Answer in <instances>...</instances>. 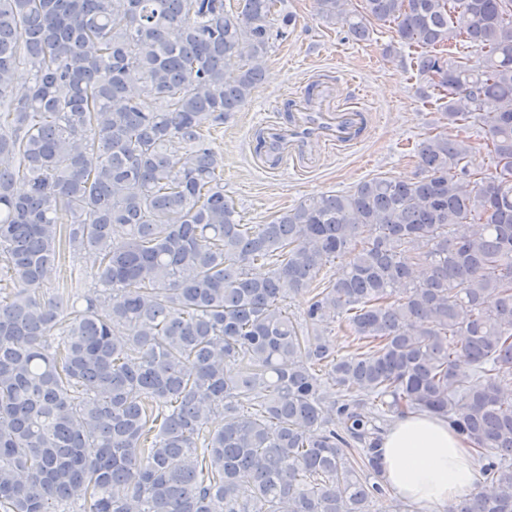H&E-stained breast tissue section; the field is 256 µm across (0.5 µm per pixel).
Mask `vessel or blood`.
<instances>
[{"mask_svg":"<svg viewBox=\"0 0 512 512\" xmlns=\"http://www.w3.org/2000/svg\"><path fill=\"white\" fill-rule=\"evenodd\" d=\"M284 104L288 116L259 121L250 141L255 159L274 172L289 167L307 174L324 156L362 144L373 130L365 108L339 99L336 84L324 77L308 81Z\"/></svg>","mask_w":512,"mask_h":512,"instance_id":"1","label":"vessel or blood"}]
</instances>
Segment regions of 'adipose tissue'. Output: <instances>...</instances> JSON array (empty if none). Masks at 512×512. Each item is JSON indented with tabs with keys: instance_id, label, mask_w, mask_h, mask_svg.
Segmentation results:
<instances>
[{
	"instance_id": "1",
	"label": "adipose tissue",
	"mask_w": 512,
	"mask_h": 512,
	"mask_svg": "<svg viewBox=\"0 0 512 512\" xmlns=\"http://www.w3.org/2000/svg\"><path fill=\"white\" fill-rule=\"evenodd\" d=\"M380 448L385 481L419 512H445L473 487L472 451L439 416L415 412L397 419Z\"/></svg>"
}]
</instances>
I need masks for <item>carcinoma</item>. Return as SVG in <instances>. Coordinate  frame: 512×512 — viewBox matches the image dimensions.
Segmentation results:
<instances>
[{"instance_id": "carcinoma-1", "label": "carcinoma", "mask_w": 512, "mask_h": 512, "mask_svg": "<svg viewBox=\"0 0 512 512\" xmlns=\"http://www.w3.org/2000/svg\"><path fill=\"white\" fill-rule=\"evenodd\" d=\"M241 2L0 0V512H371L381 424L420 411L481 458L458 512H512V0H316L420 50L448 126L421 178L268 224L236 218L208 138L287 28ZM65 246L100 258L82 309L46 295Z\"/></svg>"}]
</instances>
